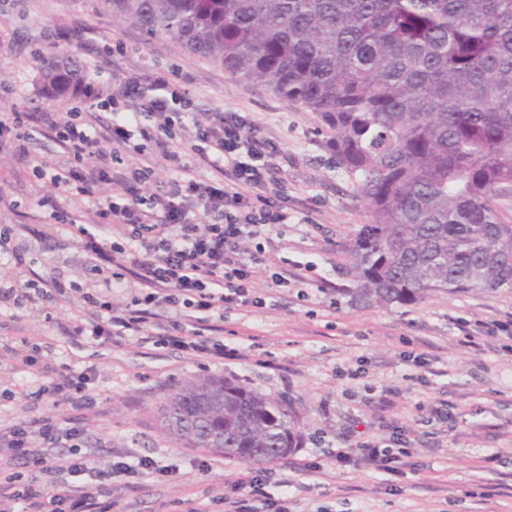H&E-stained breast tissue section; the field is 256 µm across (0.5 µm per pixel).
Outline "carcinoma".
Masks as SVG:
<instances>
[{
    "mask_svg": "<svg viewBox=\"0 0 512 512\" xmlns=\"http://www.w3.org/2000/svg\"><path fill=\"white\" fill-rule=\"evenodd\" d=\"M152 39L316 115L367 205L335 244L353 304L411 305L430 291L512 289V0H98ZM88 74L67 56L51 96ZM191 448L264 464L297 448L283 404L226 379L187 380L161 409Z\"/></svg>",
    "mask_w": 512,
    "mask_h": 512,
    "instance_id": "carcinoma-1",
    "label": "carcinoma"
}]
</instances>
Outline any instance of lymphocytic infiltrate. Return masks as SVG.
Masks as SVG:
<instances>
[{"label": "lymphocytic infiltrate", "instance_id": "lymphocytic-infiltrate-1", "mask_svg": "<svg viewBox=\"0 0 512 512\" xmlns=\"http://www.w3.org/2000/svg\"><path fill=\"white\" fill-rule=\"evenodd\" d=\"M172 101L180 111L169 110ZM190 105L172 75L159 71L125 82L104 100L111 113L108 126H94L84 112L51 121L61 152L36 159V176L51 199L79 197V211L62 212L61 218L80 239L92 270L106 280L131 270L140 284L137 296L120 307L97 293H83V313L73 319L70 335L114 343L135 336L208 355L238 356V349L226 348L217 338L216 323L227 311L263 305L254 287L257 270L266 263L262 242L288 221L287 197L265 193L281 181L283 154L249 117L194 112ZM137 135L149 137L154 148L137 167L122 169L123 153ZM200 166L210 168L209 180L198 178ZM160 168L176 172V179L147 192ZM87 213L94 214V223H83ZM16 232V227L0 226V296L19 307L66 299V289L54 282L10 276V268L24 261L12 245ZM251 240L257 246L249 252L244 244ZM89 378L86 371L64 372L38 390L90 411L96 401L86 391ZM85 433L55 416L0 428V459H16L30 469L23 485L11 475L0 480V512H111L103 496L114 479L158 472L149 458L92 466L71 447ZM410 455L402 438L392 448L358 441L337 449L336 461L398 475ZM264 484L261 471H248L211 502L224 512H288L270 500Z\"/></svg>", "mask_w": 512, "mask_h": 512}]
</instances>
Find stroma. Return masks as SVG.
Here are the masks:
<instances>
[{"mask_svg": "<svg viewBox=\"0 0 512 512\" xmlns=\"http://www.w3.org/2000/svg\"><path fill=\"white\" fill-rule=\"evenodd\" d=\"M57 53L85 66L92 82L86 103L108 95L115 81L164 70L187 78L194 111L254 120L288 157L281 187L288 246L269 244L257 272L266 307L224 314V343L242 350L238 360L134 338L112 344L71 336L77 297L63 307L46 301L23 309L1 299L0 385L19 393L0 405V426L41 415L87 419L83 452L91 461L149 457L163 468L113 483L119 512H176L188 499L206 510L209 488L232 484L248 466L183 447L163 432L159 407L186 379L231 378L299 414L301 444L273 463L265 488L288 512H512V289L436 290L388 308L351 305L345 260L333 245L368 223L369 212L326 150L314 114L170 38L145 39L93 0H0V113H30L34 135L25 152L14 135L0 136V224L17 226L16 245L32 260L15 277L95 287L116 305L138 289L130 271L99 287L78 238L53 226L51 207L38 204L44 190L31 157L59 151L41 115H65L74 103L42 91L43 64ZM279 269L302 274L304 286L273 285L270 274ZM28 341L41 346L43 366L23 365ZM86 368L93 371V413L35 396L41 376ZM420 401L425 410H416ZM441 405L443 417L434 412ZM400 430L413 448L404 476L337 465L334 452L349 446V432L386 446ZM490 453L497 461L488 470L482 459ZM311 461L322 472L302 474Z\"/></svg>", "mask_w": 512, "mask_h": 512, "instance_id": "stroma-1", "label": "stroma"}]
</instances>
